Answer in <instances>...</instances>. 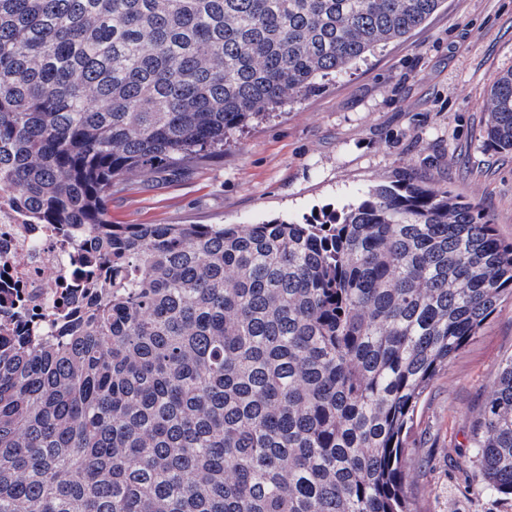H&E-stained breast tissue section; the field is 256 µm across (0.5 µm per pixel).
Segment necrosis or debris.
<instances>
[{
  "label": "necrosis or debris",
  "instance_id": "1",
  "mask_svg": "<svg viewBox=\"0 0 512 512\" xmlns=\"http://www.w3.org/2000/svg\"><path fill=\"white\" fill-rule=\"evenodd\" d=\"M79 249L49 224H29L0 192V328L21 316L50 322L66 312L77 280Z\"/></svg>",
  "mask_w": 512,
  "mask_h": 512
}]
</instances>
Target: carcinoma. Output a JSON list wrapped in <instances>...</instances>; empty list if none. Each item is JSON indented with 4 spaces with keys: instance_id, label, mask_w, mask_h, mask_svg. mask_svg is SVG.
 Listing matches in <instances>:
<instances>
[{
    "instance_id": "1",
    "label": "carcinoma",
    "mask_w": 512,
    "mask_h": 512,
    "mask_svg": "<svg viewBox=\"0 0 512 512\" xmlns=\"http://www.w3.org/2000/svg\"><path fill=\"white\" fill-rule=\"evenodd\" d=\"M441 3L0 0V190L83 274L72 315L0 336V512H415L414 418L512 299V241L415 184L302 222L114 224L109 203ZM485 110L512 150V71ZM469 447L479 492L512 496V356Z\"/></svg>"
}]
</instances>
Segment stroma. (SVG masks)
I'll return each mask as SVG.
<instances>
[{"label":"stroma","mask_w":512,"mask_h":512,"mask_svg":"<svg viewBox=\"0 0 512 512\" xmlns=\"http://www.w3.org/2000/svg\"><path fill=\"white\" fill-rule=\"evenodd\" d=\"M512 70V0H445L426 23L298 102L234 133L223 156L173 177H129L116 224L300 221L411 179L478 205L512 240V150L484 142V101ZM512 355V303L490 317L430 385L408 440L417 512H512L481 494L469 448L500 366Z\"/></svg>","instance_id":"35a3bbf8"}]
</instances>
